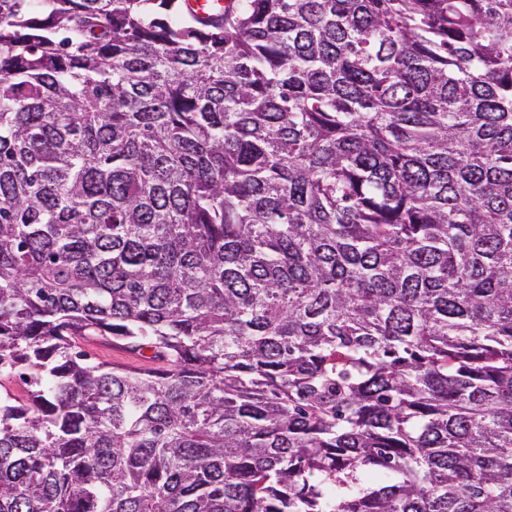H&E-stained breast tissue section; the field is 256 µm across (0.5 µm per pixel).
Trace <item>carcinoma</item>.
<instances>
[{
  "instance_id": "obj_1",
  "label": "carcinoma",
  "mask_w": 512,
  "mask_h": 512,
  "mask_svg": "<svg viewBox=\"0 0 512 512\" xmlns=\"http://www.w3.org/2000/svg\"><path fill=\"white\" fill-rule=\"evenodd\" d=\"M204 11L0 0V512H512V0ZM82 349L94 361H105L128 368L141 367L144 363L139 356L123 349L121 345L119 346V351H116V344L113 345L112 342L104 339L84 342Z\"/></svg>"
}]
</instances>
